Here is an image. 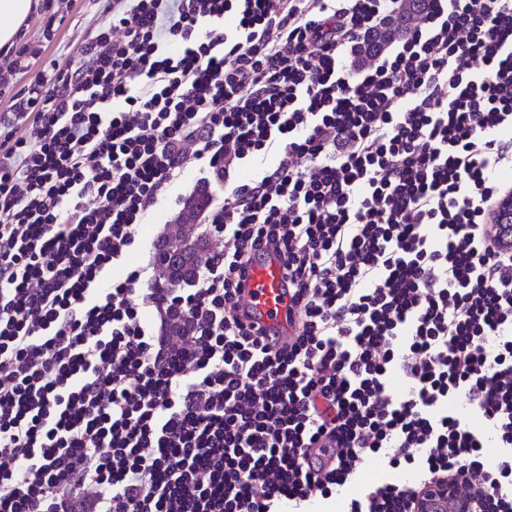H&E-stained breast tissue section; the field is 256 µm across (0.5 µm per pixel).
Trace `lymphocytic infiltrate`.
Listing matches in <instances>:
<instances>
[{
  "instance_id": "f902f5d3",
  "label": "lymphocytic infiltrate",
  "mask_w": 512,
  "mask_h": 512,
  "mask_svg": "<svg viewBox=\"0 0 512 512\" xmlns=\"http://www.w3.org/2000/svg\"><path fill=\"white\" fill-rule=\"evenodd\" d=\"M400 6L105 0L80 62L0 51L38 70L0 78V512H512V0H419L352 66ZM191 164L229 176L196 281L114 276ZM258 250L279 346L237 314ZM412 2L413 0H404L399 11L389 18V21L379 30L377 44L373 45L371 41L362 42L356 50L357 55L360 57L370 55L375 46H378L379 49L388 46L396 36L397 30L413 21L416 9ZM240 314L278 343L295 334L296 311L277 256L259 254L252 271L242 281ZM422 501L417 503V512H457L465 507V498L455 485L448 482L430 486L424 490ZM455 509V510H452Z\"/></svg>"
}]
</instances>
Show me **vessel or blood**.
I'll return each instance as SVG.
<instances>
[{"instance_id": "b4317fda", "label": "vessel or blood", "mask_w": 512, "mask_h": 512, "mask_svg": "<svg viewBox=\"0 0 512 512\" xmlns=\"http://www.w3.org/2000/svg\"><path fill=\"white\" fill-rule=\"evenodd\" d=\"M240 312L278 341L294 335L296 311L277 256L262 254L242 283Z\"/></svg>"}]
</instances>
